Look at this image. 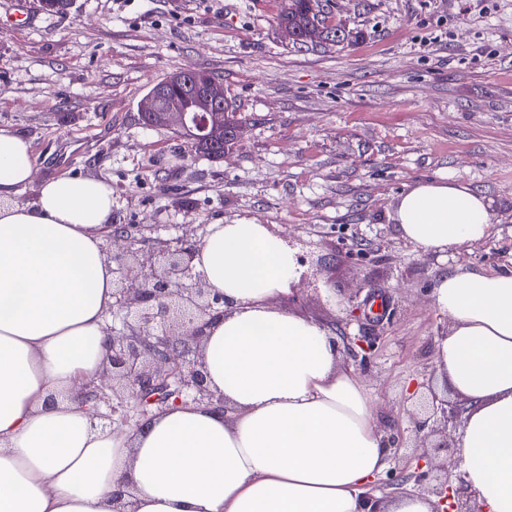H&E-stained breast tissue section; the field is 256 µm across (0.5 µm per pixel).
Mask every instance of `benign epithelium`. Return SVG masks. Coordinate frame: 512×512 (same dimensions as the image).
Masks as SVG:
<instances>
[{
  "label": "benign epithelium",
  "instance_id": "7a95c632",
  "mask_svg": "<svg viewBox=\"0 0 512 512\" xmlns=\"http://www.w3.org/2000/svg\"><path fill=\"white\" fill-rule=\"evenodd\" d=\"M205 101L196 112L183 106L164 86H154L140 102L150 127L191 130L198 139L224 126L225 103L216 85L196 83ZM151 225L114 224L111 241L121 245L107 253L112 260V317L119 326L108 328L101 379L106 384H83L74 399L99 408L103 392H112L109 412L100 419L118 426L142 427L169 403H198L224 407V397L210 389L205 371L204 343L211 328L226 314L224 296L209 288L196 272L200 245L198 228L184 225L182 236L151 239L143 231ZM336 352L362 364L375 350L371 340L352 339L341 331ZM458 399L431 394V413L415 420L416 431L429 437L437 418L444 428L462 424ZM460 461L437 465L421 454L416 458L414 482L422 493L437 498L433 512H473V492L459 471Z\"/></svg>",
  "mask_w": 512,
  "mask_h": 512
}]
</instances>
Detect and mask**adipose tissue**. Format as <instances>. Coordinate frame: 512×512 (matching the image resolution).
<instances>
[{"label":"adipose tissue","instance_id":"1","mask_svg":"<svg viewBox=\"0 0 512 512\" xmlns=\"http://www.w3.org/2000/svg\"><path fill=\"white\" fill-rule=\"evenodd\" d=\"M36 167L30 143L0 129V512H113L119 485L136 512H370L390 463L373 398L322 323L274 306L302 268L268 225H208L195 260L230 304L204 348L228 412L173 404L120 433L71 400L102 370L112 191L65 175L19 202ZM493 218L489 198L445 179L411 184L395 208L402 237L448 262L434 362L465 407L472 506L512 512V268L452 262Z\"/></svg>","mask_w":512,"mask_h":512}]
</instances>
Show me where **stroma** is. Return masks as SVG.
<instances>
[{"mask_svg": "<svg viewBox=\"0 0 512 512\" xmlns=\"http://www.w3.org/2000/svg\"><path fill=\"white\" fill-rule=\"evenodd\" d=\"M18 2L0 0V128L38 158L19 201L83 174L111 187L114 223L157 224L164 238L242 221L286 234L307 280L276 305L377 337L361 377L380 430L399 439L392 469L412 473L408 386L435 371L447 317L430 289L445 262L392 215L415 181H461L494 208L468 266L512 267V0H329L357 39L303 48L277 26L284 0H74L64 17L26 0L30 26L15 20ZM182 69L221 78L238 108L223 159L141 120L144 95ZM360 239L362 257L348 249ZM373 293L391 315L348 320L349 300Z\"/></svg>", "mask_w": 512, "mask_h": 512, "instance_id": "1", "label": "stroma"}]
</instances>
